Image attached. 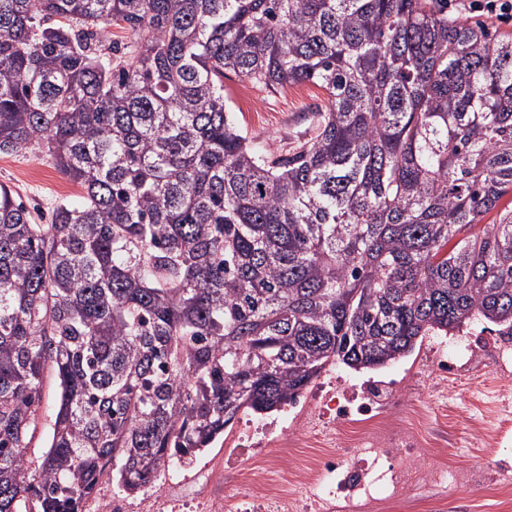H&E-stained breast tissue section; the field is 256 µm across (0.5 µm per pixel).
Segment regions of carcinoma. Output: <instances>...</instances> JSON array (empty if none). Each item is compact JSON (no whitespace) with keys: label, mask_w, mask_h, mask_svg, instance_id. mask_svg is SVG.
<instances>
[{"label":"carcinoma","mask_w":512,"mask_h":512,"mask_svg":"<svg viewBox=\"0 0 512 512\" xmlns=\"http://www.w3.org/2000/svg\"><path fill=\"white\" fill-rule=\"evenodd\" d=\"M227 71L324 90L316 136L256 144ZM34 146L84 195L35 224L0 185V512L136 495L338 362L512 325V34L448 0H0V154Z\"/></svg>","instance_id":"cac0c4a2"}]
</instances>
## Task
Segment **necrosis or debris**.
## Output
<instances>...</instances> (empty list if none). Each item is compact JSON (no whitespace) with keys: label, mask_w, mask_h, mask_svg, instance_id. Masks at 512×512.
<instances>
[{"label":"necrosis or debris","mask_w":512,"mask_h":512,"mask_svg":"<svg viewBox=\"0 0 512 512\" xmlns=\"http://www.w3.org/2000/svg\"><path fill=\"white\" fill-rule=\"evenodd\" d=\"M490 351L500 364L512 363V332L502 331L496 341L476 332L462 344H437L426 370L427 389L445 396L448 383L467 376L480 353ZM512 423V387L501 386L490 415L478 426V441L468 464L449 469L422 467L416 462L424 446L422 424L405 422L379 404L374 393L344 382H327L315 403L297 417L292 430L275 431L244 426L226 467H240L259 455L260 437L275 434V471L250 468L240 484L225 482L224 469L205 474L207 489L197 493L183 486L181 494L167 499H144L132 508L128 497L96 490L86 501V512H371L374 504L389 502L410 492L424 497L429 492H456L461 488L505 489L503 474L489 475L483 460L488 449L498 447L506 425ZM317 439L321 451L304 474L288 467L309 439Z\"/></svg>","instance_id":"1"}]
</instances>
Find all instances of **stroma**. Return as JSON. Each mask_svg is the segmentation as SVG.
I'll list each match as a JSON object with an SVG mask.
<instances>
[{"mask_svg": "<svg viewBox=\"0 0 512 512\" xmlns=\"http://www.w3.org/2000/svg\"><path fill=\"white\" fill-rule=\"evenodd\" d=\"M224 100L244 132L280 154L314 136L313 114L324 110L328 104L325 91L312 84L270 91L231 73L224 79ZM0 185L9 187L39 224L50 223L52 211L58 203L65 201L76 204L81 202L83 195L82 188L62 175L52 158L38 148L11 155L1 154ZM435 342V337H427L407 357L376 370L356 371L336 364L328 374L371 390L379 389L380 385L388 382L411 381L418 377L427 351ZM493 375V362L481 360L470 379L449 387L447 399L427 404L408 398L394 407L393 412L406 415L410 420L415 419L416 415H425L427 441L437 443L443 463L451 467L460 466L466 461L475 442L477 420L489 411L495 401ZM272 419L269 413H239L226 428L223 438L212 448L201 452L191 465L176 471L169 468L163 470L158 480L149 487V494H168L172 475L191 480L197 471L207 470L223 460L232 436L246 422H269Z\"/></svg>", "mask_w": 512, "mask_h": 512, "instance_id": "stroma-1", "label": "stroma"}]
</instances>
